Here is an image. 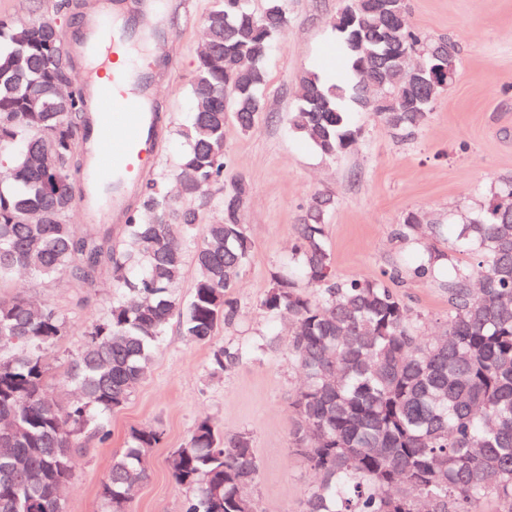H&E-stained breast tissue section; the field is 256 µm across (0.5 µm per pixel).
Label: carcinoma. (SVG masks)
Segmentation results:
<instances>
[{"instance_id":"obj_1","label":"carcinoma","mask_w":512,"mask_h":512,"mask_svg":"<svg viewBox=\"0 0 512 512\" xmlns=\"http://www.w3.org/2000/svg\"><path fill=\"white\" fill-rule=\"evenodd\" d=\"M21 21L0 16V285L23 269L38 280L68 276L95 288L103 277L119 297L91 323L67 359L73 397L50 392L51 348L68 335L64 314L36 297L0 298V512H66L72 457L141 383L173 317L189 341L211 346L210 367L231 372L262 345L224 346L219 328L252 243L243 212L251 184L224 189V218L203 225L188 300L175 293L185 271L184 240L199 223L195 203L224 183V94L242 133L266 106L263 60L287 25L283 0L257 15L246 0H214L190 92L195 107L180 130L175 167L180 202L144 185L127 223L71 221L86 191L79 139L86 102L62 58L56 13ZM348 68L344 84L316 73L299 82L291 125L323 156L355 141L353 112H370L402 136L421 127L435 98L404 72L402 51L448 44L407 23L406 0H367L354 22L332 21ZM336 201L319 193L297 224L291 271L273 277L260 306L288 312L293 365L305 376L292 401L291 447L320 474L300 512H476L484 502L512 512V179L461 216L448 252L431 249L417 274L446 279L444 335L421 344L409 309L379 280L335 281L326 221ZM421 216L406 214L397 235L421 238ZM152 428L134 429L113 458L100 497L104 512H126L131 486L147 478ZM176 482L193 492L185 512H258L250 495L260 467L250 433L204 421L174 451Z\"/></svg>"}]
</instances>
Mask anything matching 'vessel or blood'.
Listing matches in <instances>:
<instances>
[{
    "label": "vessel or blood",
    "mask_w": 512,
    "mask_h": 512,
    "mask_svg": "<svg viewBox=\"0 0 512 512\" xmlns=\"http://www.w3.org/2000/svg\"><path fill=\"white\" fill-rule=\"evenodd\" d=\"M126 0H114L99 10L81 46L90 67L86 85L94 101V129L80 142L88 155V192L79 203L83 223H95L104 210L112 221L125 223L136 191L146 179L143 156L157 139L149 82H135L117 67V57L129 55L133 43L114 22Z\"/></svg>",
    "instance_id": "vessel-or-blood-1"
}]
</instances>
